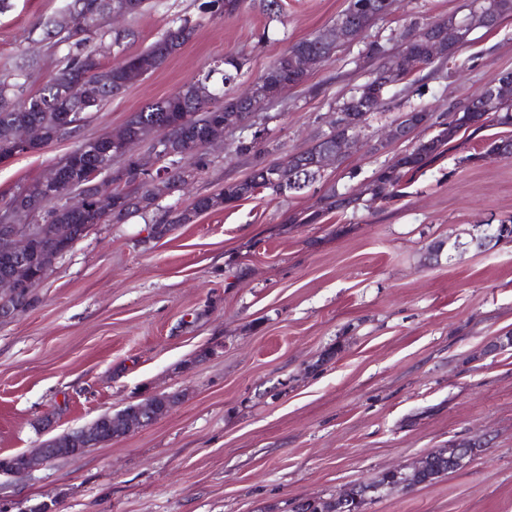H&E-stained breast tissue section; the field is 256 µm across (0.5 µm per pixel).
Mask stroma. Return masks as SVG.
Instances as JSON below:
<instances>
[{
	"mask_svg": "<svg viewBox=\"0 0 512 512\" xmlns=\"http://www.w3.org/2000/svg\"><path fill=\"white\" fill-rule=\"evenodd\" d=\"M68 0H8L0 10V77L29 64L46 83L65 47L43 23ZM202 0H152L126 17L129 36L104 66L138 54L173 20L198 26L162 66L112 97L81 128H119L227 55L247 63L246 91L294 43L334 27L349 0H246L224 17ZM478 0H394L388 15L338 46L331 61L226 133L208 166L157 209L100 224L55 261L31 309L0 321V456L36 448L149 394L182 402L144 428L23 476L0 475V512H291L410 467L429 452L476 442L480 452L436 482L396 489L363 512H512V240L486 241L512 218V158L484 155L512 126L459 133L400 196L370 202L379 169L412 146L384 143L406 112L450 114L512 72V16L472 29L447 65L394 86L358 143L301 192H267L213 209L162 238L152 225L195 198L246 178L255 158L305 149L411 25L468 16ZM67 139L0 164V198L40 178ZM356 204L325 209L328 190ZM442 243L439 256L430 248Z\"/></svg>",
	"mask_w": 512,
	"mask_h": 512,
	"instance_id": "1",
	"label": "stroma"
}]
</instances>
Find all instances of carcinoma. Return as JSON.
Returning <instances> with one entry per match:
<instances>
[{
    "label": "carcinoma",
    "mask_w": 512,
    "mask_h": 512,
    "mask_svg": "<svg viewBox=\"0 0 512 512\" xmlns=\"http://www.w3.org/2000/svg\"><path fill=\"white\" fill-rule=\"evenodd\" d=\"M243 0H207L211 15L233 14L240 9ZM392 0H351L344 14L348 24L367 29L370 24L386 15L391 9ZM84 0H70L64 15L70 23L65 25L54 17L44 23L43 34L52 40V47H67V53L59 68L48 82L38 91L29 92L27 85V68L17 67V71L0 78V163L14 156L32 153L46 145L65 137H75L81 128L92 117V113L103 109L105 103L116 95L113 85L125 82L135 83L142 79L148 70L134 66V62L143 59H154L162 65L192 36L197 24L189 18H181L175 25L156 40L146 51L132 56L111 67H105L99 60L102 52V40L108 35L104 30L107 19L100 13L91 20L83 16ZM488 18L499 20L512 14V0H482L476 10ZM455 22L450 18L446 21L434 22L422 28L413 27L404 38L414 37L412 50L417 54L425 51L424 41L420 37L434 38L447 33L448 24ZM245 65V60L237 56H227L221 62L206 71L196 81L182 86L172 96L152 104H148L130 115L125 123L127 135L138 139L144 134L145 124L158 123L171 128L173 141L170 150H161L158 161L159 170L166 173V193H172L178 186L194 177L195 170L205 167L206 159L200 143L216 126L224 125L230 117H244L264 109L256 105L247 96H239L225 102L230 86L236 81ZM276 72L272 79H288L300 84L307 75L294 69L292 56L281 55L274 62ZM84 75L93 80L106 78L108 82L95 87V103L85 106L74 93L68 98L60 96V90L68 89L77 76ZM345 117L361 115L366 121L367 114L374 111L369 97H349L337 108ZM494 115L499 123L512 124V89L499 94L487 105L473 110L463 108L459 117L451 122L439 123V130L431 138L420 141L412 146L396 162L383 167L372 180L368 191L373 201H383L397 195L403 178L410 171H418L427 163L443 153V148L463 128L480 125L484 115ZM71 127L64 128L65 123ZM27 124L35 130V144L25 148L18 144L13 136V127ZM191 149L197 155L196 169L188 170L181 166L183 152ZM118 147L101 135L95 139L90 149L79 151L74 147L56 164L55 180L62 187L53 188L36 180L15 192L0 205L7 210L23 211L27 214L41 216L46 224H60L66 233L61 242L73 249L75 244L84 238L96 224L120 222L133 213H146L158 207L160 196L152 194L150 181L140 170L138 164L129 160L119 168L112 164H104L106 153H115ZM485 155L496 158H512V138L495 139L487 144ZM278 173L270 175L271 164L259 162L250 175L242 180L224 185L217 196H202L190 206L176 212L164 224H156L153 233L163 235L176 224H189L195 218L210 209L221 205H231L252 196L257 191H267L272 195L281 196L296 193L321 177L322 171L314 165L313 150L308 149L297 158L287 157L276 161ZM104 168L112 175V195L106 202L89 199L80 208H71L67 204V195L74 189L91 194L88 172L92 169ZM448 473V458L443 455H430L425 460L424 469L412 478L417 484H426L437 477ZM407 478L396 476L389 471L381 473L374 481L355 485L350 488L352 508L349 512H361L365 502L382 493L392 490L404 483ZM291 512H336V499L323 498L320 503L306 500L293 507Z\"/></svg>",
    "instance_id": "cac0c4a2"
}]
</instances>
